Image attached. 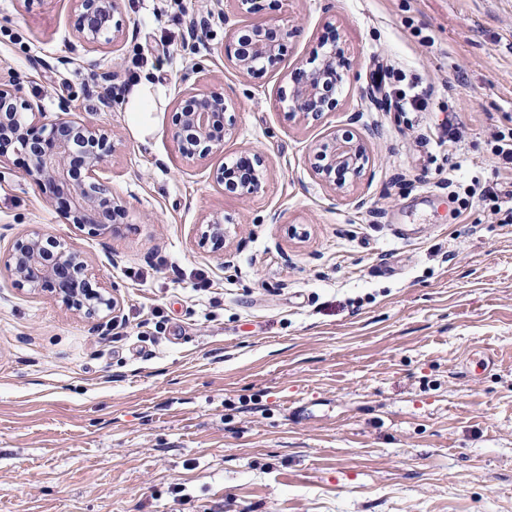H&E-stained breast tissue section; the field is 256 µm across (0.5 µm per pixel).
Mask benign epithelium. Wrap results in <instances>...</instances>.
<instances>
[{
    "instance_id": "1",
    "label": "benign epithelium",
    "mask_w": 512,
    "mask_h": 512,
    "mask_svg": "<svg viewBox=\"0 0 512 512\" xmlns=\"http://www.w3.org/2000/svg\"><path fill=\"white\" fill-rule=\"evenodd\" d=\"M77 28L85 41L94 46L117 47L120 26L114 21L120 0H72ZM249 33L246 45H228L227 56L241 74L256 68L278 69L283 63V45L293 33L287 26L271 27L251 22L231 32ZM341 48L330 43L320 63H297L284 68L287 87L280 102L301 114L303 120L319 121L337 107L336 88L343 85ZM194 82L185 89L175 113L173 139L183 160L203 163L224 150V139L232 134L225 122L224 96L206 90L208 69L200 64L191 68ZM20 77L12 68L0 67V142L11 141L27 157L23 178L35 184L51 202L63 196V218L93 237L119 233L112 223L123 206L112 192L113 171L109 164L115 151L112 132L89 119L67 115L66 99L58 102L65 116L45 122L41 101L19 96ZM316 158L325 163L316 167L324 178L341 188L345 175H358L369 163L364 144L341 137L330 129L316 145ZM264 179V159L253 154L248 167L240 172L236 191L242 197L260 192ZM198 245L224 244V219L217 216L198 225ZM0 263L10 271L19 289L29 288L62 302L67 309L88 319H105L119 312L113 290L96 280L85 254L66 240L33 231L17 236Z\"/></svg>"
}]
</instances>
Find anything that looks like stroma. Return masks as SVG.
<instances>
[{
	"label": "stroma",
	"instance_id": "stroma-1",
	"mask_svg": "<svg viewBox=\"0 0 512 512\" xmlns=\"http://www.w3.org/2000/svg\"><path fill=\"white\" fill-rule=\"evenodd\" d=\"M287 24V63L337 40L335 112L304 122L278 72L239 74L232 0H120L117 49L88 50L71 0H0V64L47 120L111 130L123 231L101 240L0 146V255L31 230L85 252L120 324L16 288L0 268V512H512V0H256ZM212 70L233 132L207 164L171 131L182 74ZM120 77L101 104L97 70ZM427 96L386 99L388 68ZM164 97L146 140L126 92ZM456 115L455 148L439 127ZM362 141L359 177L314 171L328 128ZM257 151L243 200L212 168ZM224 216L221 250L196 226Z\"/></svg>",
	"mask_w": 512,
	"mask_h": 512
}]
</instances>
